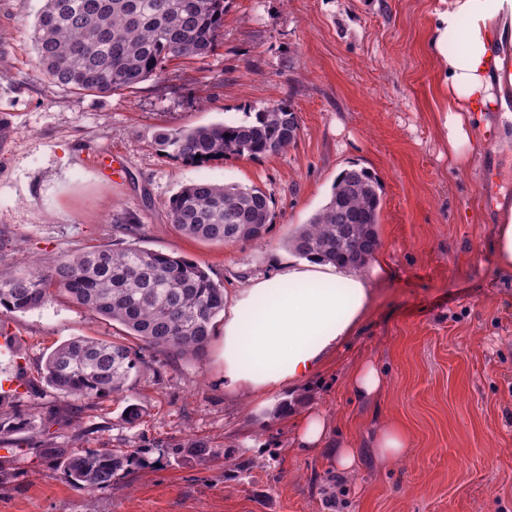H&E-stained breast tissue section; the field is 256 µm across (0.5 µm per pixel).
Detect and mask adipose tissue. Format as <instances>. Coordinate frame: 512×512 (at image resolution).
Instances as JSON below:
<instances>
[{
    "label": "adipose tissue",
    "mask_w": 512,
    "mask_h": 512,
    "mask_svg": "<svg viewBox=\"0 0 512 512\" xmlns=\"http://www.w3.org/2000/svg\"><path fill=\"white\" fill-rule=\"evenodd\" d=\"M461 34V50L448 38ZM512 44V0H448L429 46L441 61L448 90V151L469 142L473 128L495 113L500 133L512 129V96L496 74L499 51ZM369 283L357 270L306 258L281 264L239 295L224 322V386L285 391L311 373L326 352L359 331L369 307ZM411 439L397 421L369 436L378 459L406 454Z\"/></svg>",
    "instance_id": "adipose-tissue-1"
}]
</instances>
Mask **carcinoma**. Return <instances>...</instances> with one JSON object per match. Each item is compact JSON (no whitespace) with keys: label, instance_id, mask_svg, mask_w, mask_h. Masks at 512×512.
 Returning <instances> with one entry per match:
<instances>
[{"label":"carcinoma","instance_id":"cac0c4a2","mask_svg":"<svg viewBox=\"0 0 512 512\" xmlns=\"http://www.w3.org/2000/svg\"><path fill=\"white\" fill-rule=\"evenodd\" d=\"M225 0H44L33 27L39 71L75 94L112 95L162 77L169 63L204 57L224 27ZM298 116L282 105L255 112L251 122L176 129L163 146L187 162L278 154L297 137ZM184 236L219 244L263 238L270 198L257 187L199 182L169 203ZM381 192L365 169L339 174L327 202L288 238L295 254L361 268L380 245ZM62 292L94 315L122 326L129 337L163 352L198 355L224 312V286L196 261L141 246L92 247L59 256L46 274L0 272V308L38 309ZM136 350L122 340L73 337L46 358L41 378L59 397L98 403L128 386ZM51 414L39 404L20 415L0 413V440L24 429L45 430ZM39 456L62 467L72 486L88 494L111 485L120 471L146 464L137 450L54 448ZM178 461H216L225 452L186 438L168 447Z\"/></svg>","mask_w":512,"mask_h":512}]
</instances>
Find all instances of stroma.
<instances>
[{
    "label": "stroma",
    "instance_id": "stroma-1",
    "mask_svg": "<svg viewBox=\"0 0 512 512\" xmlns=\"http://www.w3.org/2000/svg\"><path fill=\"white\" fill-rule=\"evenodd\" d=\"M42 0H0V272L42 274L65 252L131 244L200 263L233 306L257 275L291 257L287 238L328 198L340 172L381 184L380 255L361 331L328 354L288 397L224 387V326L203 355L172 357L133 341L140 362L127 391L88 405L59 403L44 441L59 448L147 449V467L94 494L26 450H0V512H512V276L490 248L499 202L512 207V147L473 135L448 159V92L427 45L447 0H227L224 31L202 58L120 94L77 95L35 67L31 32ZM296 112L284 152L206 165L182 162L159 136L238 123L272 104ZM114 152L120 181L90 164ZM258 186L271 197L262 241L221 245L183 237L170 198L197 182ZM0 380L27 387L0 400L24 413L49 352L74 336L118 339L119 326L65 295L27 311L0 309ZM376 363L384 390L357 400L347 376ZM146 413L128 422L125 410ZM320 412L331 439L361 448L397 419L412 444L339 473L324 449L298 451L295 422ZM193 436L225 461L164 463Z\"/></svg>",
    "mask_w": 512,
    "mask_h": 512
}]
</instances>
